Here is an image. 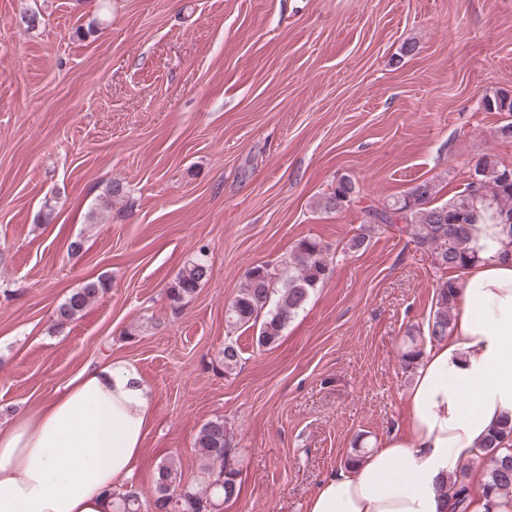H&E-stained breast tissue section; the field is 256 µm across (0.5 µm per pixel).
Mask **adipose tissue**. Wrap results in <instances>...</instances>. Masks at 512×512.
I'll return each instance as SVG.
<instances>
[{
    "label": "adipose tissue",
    "instance_id": "adipose-tissue-1",
    "mask_svg": "<svg viewBox=\"0 0 512 512\" xmlns=\"http://www.w3.org/2000/svg\"><path fill=\"white\" fill-rule=\"evenodd\" d=\"M475 261L448 336L406 394L408 425L333 472L306 512H447L448 477L512 416V247L475 225ZM154 423L149 386L125 361L86 366L32 411L0 423V512H112Z\"/></svg>",
    "mask_w": 512,
    "mask_h": 512
}]
</instances>
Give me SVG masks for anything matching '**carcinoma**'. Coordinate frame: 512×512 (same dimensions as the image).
<instances>
[{
	"mask_svg": "<svg viewBox=\"0 0 512 512\" xmlns=\"http://www.w3.org/2000/svg\"><path fill=\"white\" fill-rule=\"evenodd\" d=\"M487 112H504L512 116V93L496 92L482 98ZM509 166L491 156L479 158L470 181L457 195L440 205L434 204L433 185L424 181L405 195L383 207L364 210L365 220L348 242V249L358 251L384 226L404 224L410 231L417 252L431 256L438 270L459 272L475 259L469 249L472 225L485 218L503 225L512 245V181L505 178ZM355 182L343 175L336 188L324 195L321 209L340 212L358 198ZM125 195L122 182L114 180L106 189L99 206L112 207V201ZM328 248L315 239L299 240L281 269L265 265L252 267L238 294L225 311V323L232 330L257 329V348L274 345L288 324L303 310L312 292L328 280L333 272ZM211 268L204 259L185 265L168 288L169 299L180 304L192 296L208 279ZM106 290L102 279L88 280L72 291L59 305L57 324L78 318ZM460 286L455 278L440 279L436 284V305L427 325L428 337L438 341L448 335L453 309L459 299ZM423 348L415 338L401 352V361L412 368L422 358ZM224 371L233 373L242 360L237 342H224ZM512 438V421L497 426L487 438L481 456L487 461L486 480L481 487L483 512H512V447H504ZM194 451L203 474L202 485L183 482L182 472L171 460L160 463L154 478L153 493L143 502L139 493L130 489L117 498L116 512H215L227 497L226 485L239 492V470L231 463V443L224 420L207 421L195 439ZM448 512H474L475 492L466 469L460 468L448 476L445 491Z\"/></svg>",
	"mask_w": 512,
	"mask_h": 512,
	"instance_id": "obj_1",
	"label": "carcinoma"
}]
</instances>
